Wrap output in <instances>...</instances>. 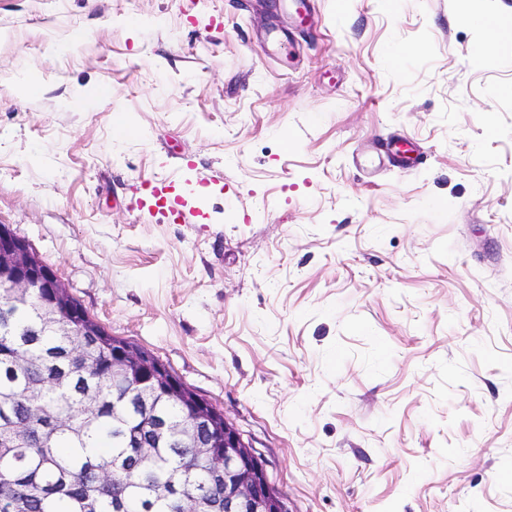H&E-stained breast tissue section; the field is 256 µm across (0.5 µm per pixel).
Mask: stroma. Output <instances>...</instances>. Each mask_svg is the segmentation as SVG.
Wrapping results in <instances>:
<instances>
[{
    "label": "stroma",
    "instance_id": "stroma-1",
    "mask_svg": "<svg viewBox=\"0 0 512 512\" xmlns=\"http://www.w3.org/2000/svg\"><path fill=\"white\" fill-rule=\"evenodd\" d=\"M310 6L0 0V224L288 512H512V0ZM388 154L399 162V168L408 169L417 163L412 144L406 140L390 142L386 146Z\"/></svg>",
    "mask_w": 512,
    "mask_h": 512
}]
</instances>
